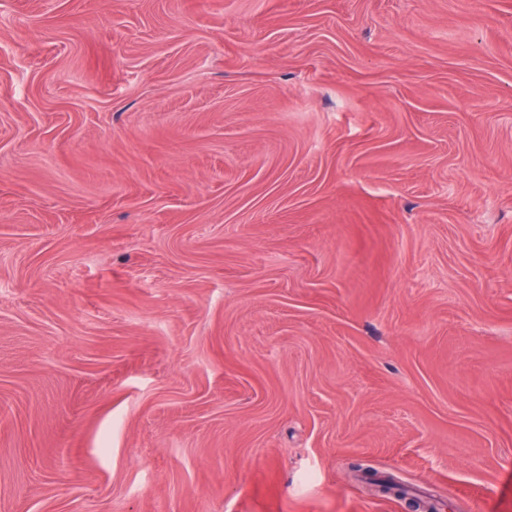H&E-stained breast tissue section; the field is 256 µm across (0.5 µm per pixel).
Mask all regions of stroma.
<instances>
[{
  "label": "stroma",
  "instance_id": "stroma-1",
  "mask_svg": "<svg viewBox=\"0 0 512 512\" xmlns=\"http://www.w3.org/2000/svg\"><path fill=\"white\" fill-rule=\"evenodd\" d=\"M512 512V0H0V512Z\"/></svg>",
  "mask_w": 512,
  "mask_h": 512
}]
</instances>
